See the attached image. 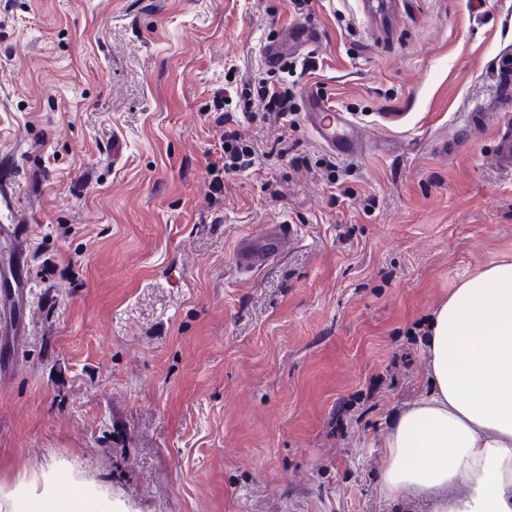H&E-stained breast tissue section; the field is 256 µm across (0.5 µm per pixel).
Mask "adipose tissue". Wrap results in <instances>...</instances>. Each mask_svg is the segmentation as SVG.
Here are the masks:
<instances>
[{
  "label": "adipose tissue",
  "instance_id": "ef3b65f1",
  "mask_svg": "<svg viewBox=\"0 0 512 512\" xmlns=\"http://www.w3.org/2000/svg\"><path fill=\"white\" fill-rule=\"evenodd\" d=\"M430 388L382 446V490L434 512H512V257L465 276L433 310Z\"/></svg>",
  "mask_w": 512,
  "mask_h": 512
}]
</instances>
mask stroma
Segmentation results:
<instances>
[{
    "label": "stroma",
    "mask_w": 512,
    "mask_h": 512,
    "mask_svg": "<svg viewBox=\"0 0 512 512\" xmlns=\"http://www.w3.org/2000/svg\"><path fill=\"white\" fill-rule=\"evenodd\" d=\"M294 21L324 41L284 131L241 91ZM501 50L512 0H0V225L35 227L0 512L73 486L98 512H433L382 493L381 442L429 388L432 310L512 255ZM312 92L362 154L315 138ZM220 102L256 113L258 161L216 194ZM280 223L295 246L238 272ZM298 239L294 224H267L255 236L242 238L234 250V261L243 272H252L279 256Z\"/></svg>",
    "instance_id": "1"
}]
</instances>
